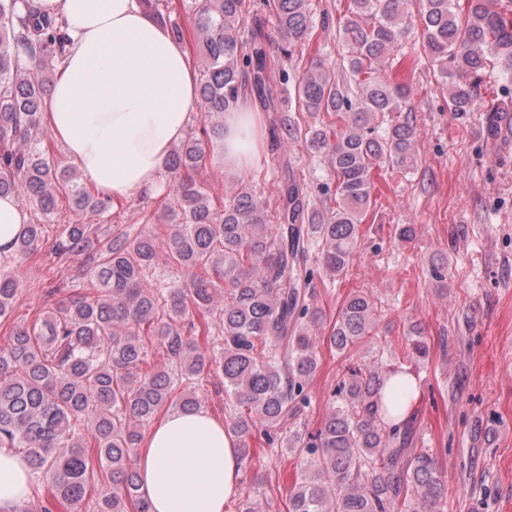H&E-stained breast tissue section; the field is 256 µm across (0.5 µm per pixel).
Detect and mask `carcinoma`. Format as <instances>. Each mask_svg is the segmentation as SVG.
I'll use <instances>...</instances> for the list:
<instances>
[{"mask_svg": "<svg viewBox=\"0 0 512 512\" xmlns=\"http://www.w3.org/2000/svg\"><path fill=\"white\" fill-rule=\"evenodd\" d=\"M16 2L0 0V196L16 197L36 220L12 258L20 264L38 249L41 218L70 213L51 251L85 257L89 287L31 323L15 324L0 346V450L23 455L34 494L50 496L64 512H82L94 494L93 512H150L138 492L134 457L143 428L172 401L176 386L179 408L197 409L196 383L223 376L232 404L227 430L243 459L257 426L272 442V432L306 407L318 367L311 330L321 320L311 307L312 264L333 278L343 274L372 206L373 170L387 164L407 172L417 164L413 125L394 118L410 88L386 70L409 32L411 0H350L338 30L350 48L354 96L344 93L335 65L322 59L300 75L279 72L281 82H294L302 111L341 120L304 133L272 100L262 11L274 17L287 59L311 40L310 0H192L204 61L200 103L218 121L189 132L165 161L177 200L167 209L173 229L165 239L151 233L101 238L95 225L78 221L87 213L108 217L111 201L93 195L77 169L39 148L48 69L65 58L62 23L38 10L20 15ZM423 2V49L437 88L450 111L473 112L472 78L487 67L486 50L512 57V19L494 0H467L464 12L453 0ZM143 4L163 20L172 0ZM249 15L252 51L243 54L239 30ZM248 88L272 113L277 142L302 136L310 153L329 158L337 206L309 209L303 183L289 169L272 224L269 202L253 189L243 186L220 205L196 179L210 146L221 142L224 113ZM161 258L185 277L163 287L150 283L148 273ZM22 286L15 270L0 265V320L11 317ZM377 313L370 294L352 293L329 331L330 347L352 357L375 344ZM214 329L223 341L217 361L207 351ZM153 337L160 339L164 365L146 371ZM408 346L412 356H427L417 323L409 327ZM403 372L365 360L346 367L322 427L290 432L289 447L303 455L304 470L288 495V512H441L447 486L437 458L416 447L412 427L390 423L391 411L380 409L387 384Z\"/></svg>", "mask_w": 512, "mask_h": 512, "instance_id": "cac0c4a2", "label": "carcinoma"}]
</instances>
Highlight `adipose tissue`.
Instances as JSON below:
<instances>
[{
  "mask_svg": "<svg viewBox=\"0 0 512 512\" xmlns=\"http://www.w3.org/2000/svg\"><path fill=\"white\" fill-rule=\"evenodd\" d=\"M65 25L70 44L45 105L44 124L83 179L113 201L159 189L172 146L198 105V78L170 30L141 0H34ZM261 122L249 105L224 115V163L247 168L259 154ZM28 214L0 196V257L11 255ZM150 512H224L239 486L240 463L222 420L205 410H171L145 435L135 458ZM30 472L0 451V512L28 494Z\"/></svg>",
  "mask_w": 512,
  "mask_h": 512,
  "instance_id": "1",
  "label": "adipose tissue"
}]
</instances>
